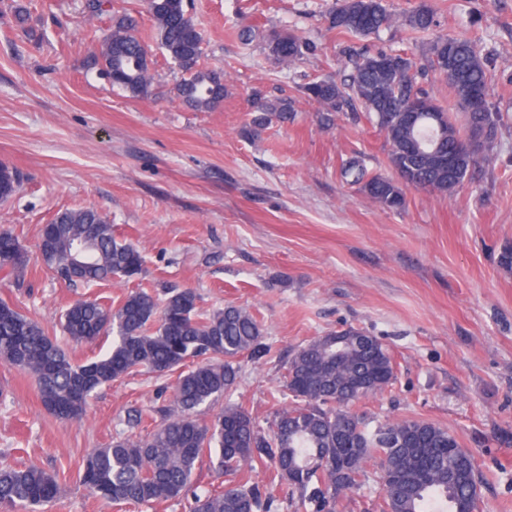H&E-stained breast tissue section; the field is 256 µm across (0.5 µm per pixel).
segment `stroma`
Segmentation results:
<instances>
[{"instance_id":"1","label":"stroma","mask_w":512,"mask_h":512,"mask_svg":"<svg viewBox=\"0 0 512 512\" xmlns=\"http://www.w3.org/2000/svg\"><path fill=\"white\" fill-rule=\"evenodd\" d=\"M334 3L187 0L203 36L200 64L224 74L223 103L199 112L175 97L180 73L142 0H106L98 14L87 0H0V162L23 178L20 194L0 203V228L27 255L24 284L0 275V299L54 333L76 300L116 305L137 288L195 289L204 311L247 308L270 352L239 359L232 400L264 429L289 401L282 373L294 351L362 328L389 349L397 377L354 412L372 426L417 419L447 428L474 456L482 512H512V269L499 263L512 247V0H384L394 23L370 37L331 29ZM423 5L434 25L415 35L404 18ZM124 15L148 51L145 98L86 67L95 39ZM273 28L305 44L291 66L265 48ZM446 34L476 40L490 58L497 147L453 197L409 187L403 210H382L340 170L356 158L368 173L390 174L384 134L363 116L323 125L304 87L349 73V53L398 52L416 62L422 88L451 105L446 79L429 66L432 41ZM258 93L291 100L293 111L252 139L244 130ZM85 206L139 248L141 276L73 287L45 269L43 224ZM174 381L132 373L100 389L81 419L60 421L33 379L0 362V464L55 477L60 493L44 512H129L89 495L83 461L133 410L168 403ZM336 512H384L379 459Z\"/></svg>"}]
</instances>
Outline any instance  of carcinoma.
Listing matches in <instances>:
<instances>
[{
    "mask_svg": "<svg viewBox=\"0 0 512 512\" xmlns=\"http://www.w3.org/2000/svg\"><path fill=\"white\" fill-rule=\"evenodd\" d=\"M161 47L181 72L174 95L200 112L224 100V79L200 67L203 39L185 0H145ZM383 0H340L329 14L330 27L344 35L370 36L389 26ZM434 13L421 6L407 18L411 32H427ZM136 23L122 16L97 44L92 65L110 76L112 87L134 97L152 92L149 59L135 35ZM270 55L290 63L303 53L294 35L273 29L266 34ZM431 67L448 81L456 111L431 100L433 111L411 118L410 96L423 93L416 63L400 54L379 52L360 58L348 79L326 78L305 87V94L327 115L361 105L385 134L392 175L369 176L356 163L344 175L386 211L406 205L404 188L454 196L475 162L456 155L444 160L469 138L473 128L490 129L492 139L482 159L492 156L500 129L491 104L469 112L465 104L476 91L490 95L487 59L477 42L445 36L431 47ZM248 134L258 137L272 119L290 113L286 99L254 98ZM0 201L19 194L22 178L7 165L0 170ZM0 270L21 277L27 267L24 249L8 229H0ZM40 252L46 266L70 285L135 279L144 257L132 243L117 239L112 222L91 207L65 210L42 229ZM192 288H171L164 298L143 288L127 294L116 307L98 299L75 302L63 315L58 337L17 306L0 300V361L33 375L44 406L59 420H77L99 388L136 369L165 375L181 372L169 404L155 412L163 421L148 435L138 432L143 413L127 420L105 448L84 460L82 482L97 498L115 505H146L157 500L191 498L189 512H277L272 487L288 488L310 512H334L337 499L353 490L373 454L381 458L385 512H468L479 496L473 455L448 430L414 419H395L368 428L351 411L360 396L384 393L396 379L388 348L361 328L341 331L348 337L336 348V333L318 336L288 361L283 387L292 404L278 409L269 430L261 429L241 406L230 402L237 359L269 353L263 331L247 309L226 305L211 312L199 308ZM114 329L118 338L101 358L76 365L68 343H92ZM225 399L207 421L198 410ZM216 452L224 482L193 487L197 464ZM264 479H259V476ZM56 479L43 468L0 466V506L33 509L53 501Z\"/></svg>",
    "mask_w": 512,
    "mask_h": 512,
    "instance_id": "carcinoma-1",
    "label": "carcinoma"
}]
</instances>
